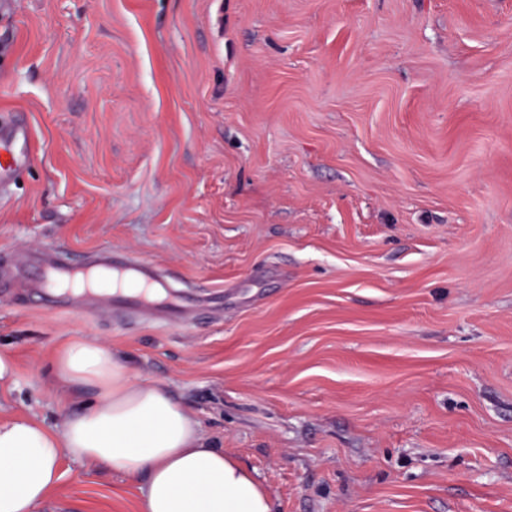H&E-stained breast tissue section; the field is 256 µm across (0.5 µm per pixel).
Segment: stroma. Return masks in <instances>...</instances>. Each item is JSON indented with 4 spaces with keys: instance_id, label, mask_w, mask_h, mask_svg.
Instances as JSON below:
<instances>
[{
    "instance_id": "obj_1",
    "label": "stroma",
    "mask_w": 512,
    "mask_h": 512,
    "mask_svg": "<svg viewBox=\"0 0 512 512\" xmlns=\"http://www.w3.org/2000/svg\"><path fill=\"white\" fill-rule=\"evenodd\" d=\"M2 113L0 263L112 248L224 313L0 303V418L83 403L50 365L89 336L273 512H512V0H0ZM60 471L38 512H138ZM27 127L18 120L0 121V196L7 194L15 171L24 165L28 153Z\"/></svg>"
}]
</instances>
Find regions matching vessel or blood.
Here are the masks:
<instances>
[{
    "label": "vessel or blood",
    "mask_w": 512,
    "mask_h": 512,
    "mask_svg": "<svg viewBox=\"0 0 512 512\" xmlns=\"http://www.w3.org/2000/svg\"><path fill=\"white\" fill-rule=\"evenodd\" d=\"M27 127L17 120L0 121V196L28 153ZM15 285L0 289V301L16 299L60 312L88 314L99 305L144 322L188 324L210 312V303L191 288H173L159 268L129 254L104 250L84 266L63 254L34 251L15 268Z\"/></svg>",
    "instance_id": "1"
}]
</instances>
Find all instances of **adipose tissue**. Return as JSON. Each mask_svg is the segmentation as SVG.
<instances>
[{"mask_svg":"<svg viewBox=\"0 0 512 512\" xmlns=\"http://www.w3.org/2000/svg\"><path fill=\"white\" fill-rule=\"evenodd\" d=\"M52 373L64 391L94 400L55 427L0 419V512H36L57 490L64 456L143 478L139 512H272L267 492L202 437L192 411L164 387L133 380L110 348L71 339Z\"/></svg>","mask_w":512,"mask_h":512,"instance_id":"adipose-tissue-1","label":"adipose tissue"}]
</instances>
